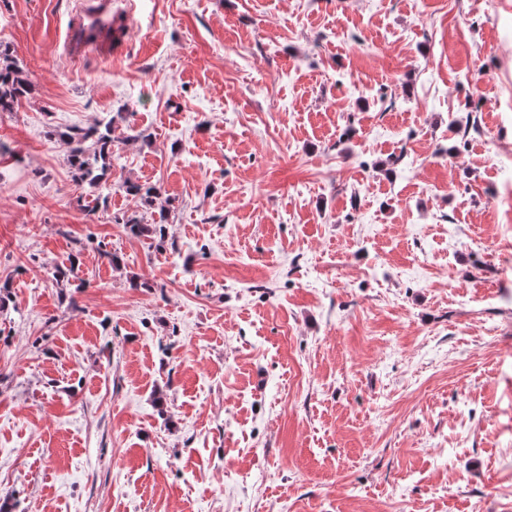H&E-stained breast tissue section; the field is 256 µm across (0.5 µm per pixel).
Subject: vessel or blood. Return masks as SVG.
<instances>
[{"mask_svg":"<svg viewBox=\"0 0 512 512\" xmlns=\"http://www.w3.org/2000/svg\"><path fill=\"white\" fill-rule=\"evenodd\" d=\"M113 0H82L67 21L64 49L75 59L112 48L132 19L130 11H116Z\"/></svg>","mask_w":512,"mask_h":512,"instance_id":"obj_1","label":"vessel or blood"}]
</instances>
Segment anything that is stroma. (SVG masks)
Wrapping results in <instances>:
<instances>
[{
  "mask_svg": "<svg viewBox=\"0 0 512 512\" xmlns=\"http://www.w3.org/2000/svg\"><path fill=\"white\" fill-rule=\"evenodd\" d=\"M76 2L0 0L6 512H512V0ZM67 21L64 49L71 58L112 48L130 26L131 7L113 11L112 0H83ZM34 91L30 73L9 57H0V112L13 111L22 100L30 99ZM56 136L69 146L68 161L78 172L80 183L92 194L107 185L111 177L110 157L112 155L111 123L87 130L70 129L56 132ZM88 142L91 146H88ZM89 147H93L90 153ZM160 222H155L154 224H144L135 214L127 215L123 213L121 215H115L113 217V221L117 224H125L129 230L138 235L145 236L148 238H154L159 235L162 238V234H164V229L162 228V222L164 221V217L161 216Z\"/></svg>",
  "mask_w": 512,
  "mask_h": 512,
  "instance_id": "stroma-1",
  "label": "stroma"
}]
</instances>
